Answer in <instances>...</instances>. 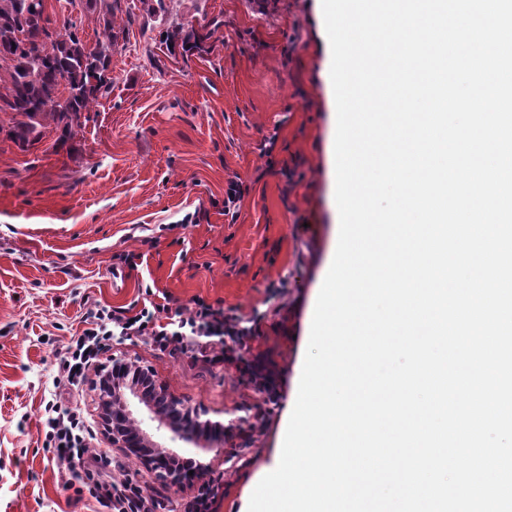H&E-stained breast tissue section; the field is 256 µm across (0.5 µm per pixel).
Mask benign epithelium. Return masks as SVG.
Here are the masks:
<instances>
[{"instance_id":"7a95c632","label":"benign epithelium","mask_w":512,"mask_h":512,"mask_svg":"<svg viewBox=\"0 0 512 512\" xmlns=\"http://www.w3.org/2000/svg\"><path fill=\"white\" fill-rule=\"evenodd\" d=\"M98 391L100 417L111 435L112 447L124 454L133 455L158 472V477L173 486L187 481L186 475L169 464L168 458L176 456L167 447L153 440L150 433L135 420L131 400L144 404L152 413L150 420L157 428L171 433V440L201 447L204 429L215 426L209 419H202L206 412L185 405L167 392L164 385L154 379L152 370L122 356H112V370L101 369L94 382Z\"/></svg>"}]
</instances>
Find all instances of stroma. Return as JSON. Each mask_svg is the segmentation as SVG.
Returning <instances> with one entry per match:
<instances>
[{
  "label": "stroma",
  "instance_id": "1",
  "mask_svg": "<svg viewBox=\"0 0 512 512\" xmlns=\"http://www.w3.org/2000/svg\"><path fill=\"white\" fill-rule=\"evenodd\" d=\"M168 23L214 35L173 55L163 26L138 17L112 55L109 94L67 143L49 126L20 150L12 114L0 112V512H100L88 493L58 486L39 422L55 399L78 406L95 447L125 462L115 480L182 512L189 488L113 448L92 379L72 387L59 372L84 297L126 306L143 283L174 305L200 297L240 317L253 330L243 354L271 371L277 398L265 401L235 366H193L137 338L110 342L101 364L125 355L208 419L240 425L202 450L156 430L144 406L137 417L163 445L211 463L224 491L217 512H245L280 459L340 225L322 3L172 0ZM233 178L244 195L230 222L222 203ZM127 252L140 265L113 278L114 255ZM281 284L283 298L271 292Z\"/></svg>",
  "mask_w": 512,
  "mask_h": 512
}]
</instances>
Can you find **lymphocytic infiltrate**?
<instances>
[{"label":"lymphocytic infiltrate","instance_id":"obj_1","mask_svg":"<svg viewBox=\"0 0 512 512\" xmlns=\"http://www.w3.org/2000/svg\"><path fill=\"white\" fill-rule=\"evenodd\" d=\"M153 295L152 287H144L142 304L118 308L84 300L82 330L71 337L60 364L68 384L83 381L109 342L123 336L144 338L159 351H176L194 362L244 363L242 350L250 331L241 319L225 315L223 307L201 298L174 309L168 303L155 302ZM42 425L63 488L84 485L103 512H159V500L141 486L119 485L101 473L98 463L103 454L91 448L93 429L78 408L58 401L46 404Z\"/></svg>","mask_w":512,"mask_h":512}]
</instances>
